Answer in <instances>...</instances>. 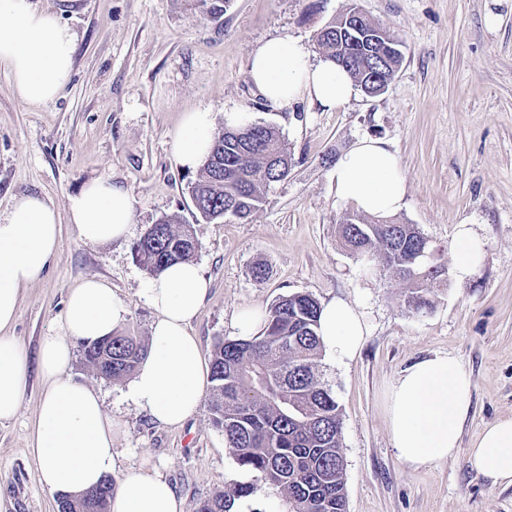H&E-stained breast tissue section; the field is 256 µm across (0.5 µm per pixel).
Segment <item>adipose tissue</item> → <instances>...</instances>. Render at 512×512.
<instances>
[{"instance_id":"adipose-tissue-1","label":"adipose tissue","mask_w":512,"mask_h":512,"mask_svg":"<svg viewBox=\"0 0 512 512\" xmlns=\"http://www.w3.org/2000/svg\"><path fill=\"white\" fill-rule=\"evenodd\" d=\"M75 34L55 12L35 0H0V66L8 70L20 100L50 101L71 76ZM248 79L270 105L310 100L327 110L349 101L353 78L336 61H314L299 41L270 39L253 54ZM215 137L209 110L186 113L174 137L177 162L195 170ZM336 197L373 216L401 210L406 178L387 142L367 138L336 158ZM69 220L90 245L126 240L133 222L128 189L106 177L84 184L68 202ZM60 223L40 196L16 197L0 213V421L14 418L26 388L27 358L8 331L18 308L19 289L36 280L55 254ZM452 274L464 282L476 273L483 243L470 224L455 230ZM209 291L193 263L173 264L153 276L145 290L155 312L151 351L137 370L129 393L134 403L164 426L195 416L206 396L200 347L189 332ZM128 304L103 280L87 278L68 291L58 332L44 336L39 371L45 392L39 401L29 448L38 459L39 483L52 493L79 494L116 469L115 424L93 387L69 372L74 342L92 343L124 324ZM367 326L353 304L332 299L321 307L318 333L323 351L344 363L358 353ZM473 384L462 362L450 354L416 361L390 386L385 418L398 458L412 467L454 456L472 409ZM472 467L493 483L512 485V417L486 425L469 451ZM184 503L158 471L131 470L119 481L109 512H183Z\"/></svg>"}]
</instances>
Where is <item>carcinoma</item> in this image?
Segmentation results:
<instances>
[{
	"label": "carcinoma",
	"instance_id": "cac0c4a2",
	"mask_svg": "<svg viewBox=\"0 0 512 512\" xmlns=\"http://www.w3.org/2000/svg\"><path fill=\"white\" fill-rule=\"evenodd\" d=\"M347 18L325 25L318 43L374 95L367 52L374 43L393 40L382 26L369 23L356 37ZM289 164L288 147L275 126L252 122L224 128L191 182L200 217L207 222L248 219L265 202L267 187L288 176ZM339 236L349 254L404 281L411 308L431 307L430 288L447 278L448 268L429 251L418 225L369 224L355 215L353 223L339 224ZM196 249L189 225L167 217L150 225L132 246L135 259L152 276L173 263L192 261ZM320 311L321 304L309 293L282 297L257 335L218 342L211 359L214 386L207 408L214 425L240 467L284 490L288 512H347L341 413L318 370ZM83 354L94 374L121 380L148 358L149 349L135 336L114 334L86 345ZM113 485L109 477L98 485L102 493L92 512H108ZM252 492L249 483L226 486L202 501L198 512H231L237 500Z\"/></svg>",
	"mask_w": 512,
	"mask_h": 512
}]
</instances>
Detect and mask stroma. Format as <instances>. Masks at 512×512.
Masks as SVG:
<instances>
[{
    "label": "stroma",
    "mask_w": 512,
    "mask_h": 512,
    "mask_svg": "<svg viewBox=\"0 0 512 512\" xmlns=\"http://www.w3.org/2000/svg\"><path fill=\"white\" fill-rule=\"evenodd\" d=\"M358 2L403 54L384 93L355 89L342 107L302 100L286 108L264 101L248 80L253 52L272 38L305 43L321 58L317 35ZM76 34L73 70L60 94L23 102L0 67V212L14 198L38 195L59 215L56 255L19 290L13 336L29 372L17 416L0 421V512H58L38 482L29 436L45 390L38 372L43 336L59 331L69 288L95 276L129 305L125 329L149 342L155 317L144 297L149 279L132 243L168 217L192 225L194 262L210 291L190 332L203 357L219 340L237 339L240 313L267 314L278 297L306 292L319 302L358 305L368 333L353 360L321 358L319 371L342 414L347 512H512V485L492 484L469 462L473 439L512 416V0H230L217 19L200 0H37ZM207 108L216 129L232 110L276 126L292 164L249 220L203 221L173 137L185 113ZM378 137L398 155L407 191L397 224L418 225L441 263L456 259L457 224L473 223L484 242L477 274L433 289L416 312L406 285L381 275L342 246L338 227L350 205L332 182L337 156ZM129 189L134 212L127 241L85 244L68 199L92 178ZM267 269L255 278L256 265ZM70 372L97 389L119 425L117 470L156 468L185 512L224 485L252 484L232 512H286L281 488L240 468L207 409L183 426L153 422L129 396V379L93 376L75 343ZM436 353L458 357L471 375L473 407L455 457L419 468L404 464L390 441L385 393L413 362Z\"/></svg>",
    "instance_id": "stroma-1"
}]
</instances>
